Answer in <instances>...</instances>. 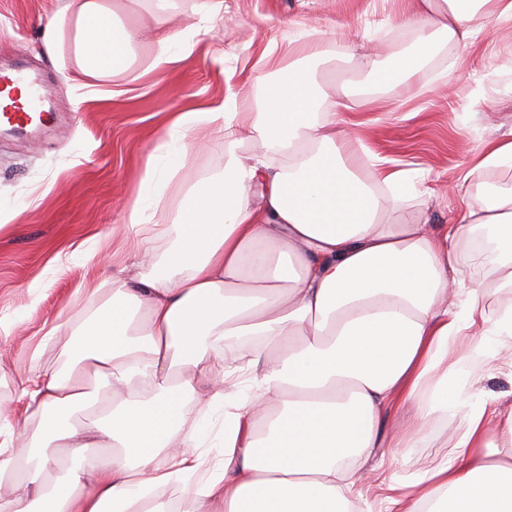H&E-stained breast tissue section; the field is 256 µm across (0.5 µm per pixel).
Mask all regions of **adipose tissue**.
I'll list each match as a JSON object with an SVG mask.
<instances>
[{"label": "adipose tissue", "mask_w": 512, "mask_h": 512, "mask_svg": "<svg viewBox=\"0 0 512 512\" xmlns=\"http://www.w3.org/2000/svg\"><path fill=\"white\" fill-rule=\"evenodd\" d=\"M223 6L201 0L187 30L173 26L170 0H152L127 24L113 0H61L43 38L51 48L70 39L82 82L126 72L149 32L152 67L164 71L192 53ZM489 15L512 23V0H415L401 24L424 25L429 36L407 59L364 65L379 84H401L416 62L485 33ZM261 105L238 111L230 93L170 125L158 146L170 169L182 165L188 132L215 125L227 132L224 171L189 189L164 271L143 274L149 249L129 255L111 300L78 326L66 368L27 375L19 407L0 406L8 512H167L156 490L204 463L179 426L183 396L197 384L224 405V461L183 512H354L359 466L384 445V414L406 404V430L451 413L462 432L446 462L395 487L385 512H512V407L459 396L494 360L493 341L512 342V306L485 318L478 287L448 307L461 274L457 242L478 227L492 230L499 285L512 288V191L466 205L446 224L381 223L413 179L380 158L373 179L360 176L349 155L355 124L322 118L308 70L264 80ZM254 136L273 160L240 153ZM233 336L255 341L249 372L234 383L212 356ZM92 379L138 390L102 421L69 426ZM34 415L38 445L14 454V426ZM51 446L78 467L49 479ZM108 446L115 455L85 462L87 449Z\"/></svg>", "instance_id": "1"}]
</instances>
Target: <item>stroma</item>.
Masks as SVG:
<instances>
[{"instance_id":"obj_1","label":"stroma","mask_w":512,"mask_h":512,"mask_svg":"<svg viewBox=\"0 0 512 512\" xmlns=\"http://www.w3.org/2000/svg\"><path fill=\"white\" fill-rule=\"evenodd\" d=\"M412 0H224L212 31L197 38L190 56L169 70L150 65L157 46L135 49L127 73L100 80L97 96L79 97L73 86L68 45L47 51L42 25L58 0H0V67L33 71L47 93L53 116L34 131H0V404L17 406L19 380L30 372L63 367L75 349L74 328L111 297L107 282L131 253L122 232L128 208L151 205L152 221L171 223L188 188L224 169V132L196 130L204 149L188 151L179 171L160 167L167 184L159 205L140 182L150 154L173 116L204 109L235 93L237 109H261L262 87L253 69L263 54L264 72L284 76L309 70L329 98L345 103L359 123L354 156L367 171L375 154L391 166L418 173L424 192L400 199L386 217L447 223L468 197L512 189V167L475 175L468 191L455 190L458 175L490 140L512 134V25L488 19L487 34L460 44L455 59L435 54L399 86L378 84L361 67L368 47L384 50L383 64L409 56L429 31L402 27L399 16ZM315 22L320 55L291 46L288 25ZM108 258L94 268L87 250ZM104 282L97 295L84 292ZM54 336H46L47 324ZM41 357H34L36 345ZM203 390L185 394L182 432H194L211 455H219L224 408L200 413ZM457 424L433 416L427 430L385 472H370L356 488L359 512H381L392 485L409 481L443 461Z\"/></svg>"}]
</instances>
